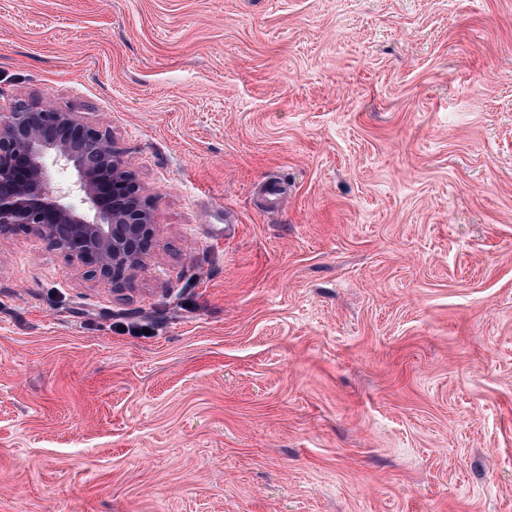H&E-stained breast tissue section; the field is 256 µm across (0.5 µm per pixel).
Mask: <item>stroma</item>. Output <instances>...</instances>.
<instances>
[{
    "label": "stroma",
    "instance_id": "1",
    "mask_svg": "<svg viewBox=\"0 0 512 512\" xmlns=\"http://www.w3.org/2000/svg\"><path fill=\"white\" fill-rule=\"evenodd\" d=\"M42 100L155 240L0 237V512H512V0H0Z\"/></svg>",
    "mask_w": 512,
    "mask_h": 512
}]
</instances>
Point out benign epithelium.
<instances>
[{"label":"benign epithelium","mask_w":512,"mask_h":512,"mask_svg":"<svg viewBox=\"0 0 512 512\" xmlns=\"http://www.w3.org/2000/svg\"><path fill=\"white\" fill-rule=\"evenodd\" d=\"M54 167L71 181L55 182ZM17 225L114 293L145 268L155 237L149 196L112 138L49 102L0 113V234Z\"/></svg>","instance_id":"1"}]
</instances>
